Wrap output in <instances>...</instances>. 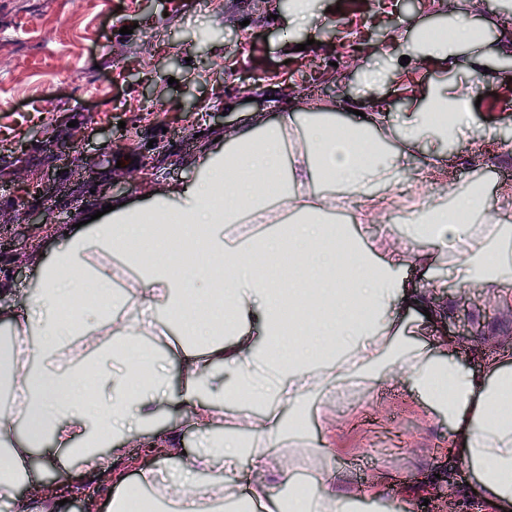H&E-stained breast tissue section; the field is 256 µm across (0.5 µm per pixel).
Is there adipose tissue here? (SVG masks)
I'll return each mask as SVG.
<instances>
[{"label": "adipose tissue", "instance_id": "adipose-tissue-1", "mask_svg": "<svg viewBox=\"0 0 512 512\" xmlns=\"http://www.w3.org/2000/svg\"><path fill=\"white\" fill-rule=\"evenodd\" d=\"M442 105L450 117L445 133L431 119ZM470 120L463 98L436 95L429 107L401 113L398 149L385 147L371 117L347 125L294 113L274 123L249 120L206 153L191 187H168L142 207L117 205L110 222L62 235L55 254L37 264L35 298L0 314L13 338L0 346V394L21 397L18 405L0 407V448L38 487L35 512H54L60 492L33 467L48 444L59 453L45 464L62 482L108 474L112 512H125L129 485L113 472L112 459L123 439L142 434L170 405L185 409L202 444L183 458L171 436H154L152 447L178 464L165 483L159 466L140 468L139 486L160 487L171 512H208L211 502L238 500L239 471L224 462L240 459V446L233 437L213 442L208 430L233 415L241 399L251 414L239 427L254 439L250 500L264 512H349L351 498L338 490L336 469L320 467L317 490L287 503L273 490L267 460L286 417L310 394L354 377L374 387L392 376L447 415L492 512H512V356L478 374L455 361L454 337L435 349L397 347L409 312L426 310L435 320L444 312L427 290L403 287L407 264L427 268L443 259L462 280L512 288V210L485 212L484 195L475 190L452 193L446 206L424 201L405 226L406 240L421 245L411 254L403 244L370 250L347 225L327 219L352 193L364 199L356 223L386 220L404 149L424 143L442 150ZM284 211L296 222L284 223ZM169 214L204 232L170 235L159 256L151 234ZM248 224L270 230L258 237L245 232ZM119 253L137 271L134 284L122 289L113 286ZM288 284L294 292L281 295ZM88 288L107 304L87 302ZM219 293L222 311L198 316L193 299ZM304 308L314 315L310 326L292 327L281 347L260 345L259 336L275 335L288 313ZM143 311L164 315V353L142 347ZM74 342L82 349L78 367L51 368ZM173 360L187 366L176 381L168 369ZM216 470L220 478L199 489L200 479Z\"/></svg>", "mask_w": 512, "mask_h": 512}]
</instances>
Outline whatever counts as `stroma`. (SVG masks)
I'll use <instances>...</instances> for the list:
<instances>
[{
	"instance_id": "obj_1",
	"label": "stroma",
	"mask_w": 512,
	"mask_h": 512,
	"mask_svg": "<svg viewBox=\"0 0 512 512\" xmlns=\"http://www.w3.org/2000/svg\"><path fill=\"white\" fill-rule=\"evenodd\" d=\"M396 0H311L298 15L283 0H212L208 12L189 0H0V208L18 202L13 176L26 166L31 181L56 191L48 232L27 222L10 225L11 261L0 260L9 307L38 285L35 265L15 269V257L50 259L59 231L90 219L110 204L141 205L168 186L193 185L207 148L225 129L256 115L272 123L300 109L358 122L360 113L390 105L387 139L399 147L398 109L426 105L449 88L472 101L473 121L444 150L445 172L400 196L401 209L417 200L444 199L448 189L484 188V207L512 196V111L502 99L512 88V0H471L469 22L484 44L479 65L460 67L461 48L442 64L427 58V34L445 28L448 0H421L394 13ZM390 27L392 44H365L371 28ZM415 56L402 64L400 47ZM381 74L365 82L366 70ZM197 135L186 138L183 129ZM70 140L65 159L54 143ZM113 154L122 168L139 170L133 184L95 189L71 171L86 158ZM449 335H463L455 360L482 372L487 359L512 351V301L476 289L465 304L449 301ZM302 434L283 436L279 467L295 483L316 489L318 465L343 473L363 491L384 477L389 491L359 501L352 512H447L476 495L464 454L443 455L453 442L448 418L430 410L408 382L391 379L368 389L350 387L333 403L313 395L300 405ZM425 487L399 500L401 485Z\"/></svg>"
}]
</instances>
